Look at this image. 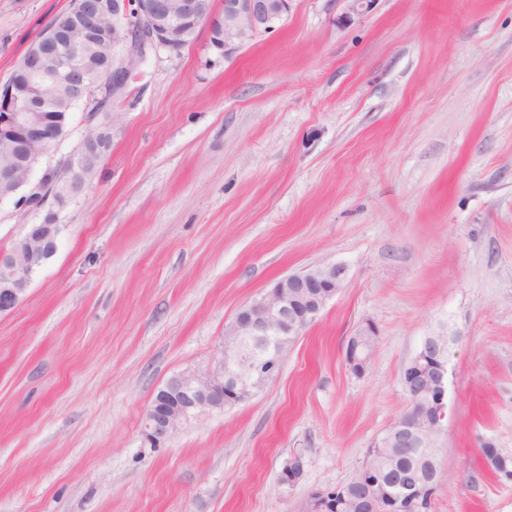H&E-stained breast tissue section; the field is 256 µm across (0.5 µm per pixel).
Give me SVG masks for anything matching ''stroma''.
<instances>
[{
	"instance_id": "stroma-1",
	"label": "stroma",
	"mask_w": 512,
	"mask_h": 512,
	"mask_svg": "<svg viewBox=\"0 0 512 512\" xmlns=\"http://www.w3.org/2000/svg\"><path fill=\"white\" fill-rule=\"evenodd\" d=\"M70 0H0V84ZM292 0L228 56L207 33L133 71L57 251L0 315V512H300L405 412L453 335L433 512H512V0ZM347 282L251 400L162 447L141 421L282 277ZM378 331L368 369L346 345ZM303 454L297 484L279 481ZM373 336H377L374 326L366 323L348 340L345 360L349 370L355 376L361 377L366 373L372 354Z\"/></svg>"
}]
</instances>
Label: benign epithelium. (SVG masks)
I'll return each mask as SVG.
<instances>
[{"instance_id": "benign-epithelium-1", "label": "benign epithelium", "mask_w": 512, "mask_h": 512, "mask_svg": "<svg viewBox=\"0 0 512 512\" xmlns=\"http://www.w3.org/2000/svg\"><path fill=\"white\" fill-rule=\"evenodd\" d=\"M292 0H72L68 16L55 20L28 48L12 78L0 85V141L9 154L0 162V200L14 199L25 214L45 213L43 222L29 225L8 252L0 253V314L17 307L32 274L55 253L60 225L56 211L79 196L101 165L104 136L111 126L99 120L100 110L122 99L135 66L159 50L179 51L185 38L206 29L210 46L228 54L263 33L274 31L288 18ZM340 16L352 25L375 0H341ZM112 10V32H100L99 16ZM75 32L87 42L103 35V49L112 53V67L103 75L89 68L84 52L72 40ZM93 103L87 130L72 156L61 166L46 167L39 177L33 170L49 148L64 135L48 112L51 102ZM347 268L336 263L316 266L280 279L269 293L242 306L225 327L222 344L209 367L172 377L154 395L142 421V436L152 447L167 442L200 411H222L246 402L280 374L284 352L315 323L328 302L345 286ZM374 326L360 327L348 340L345 360L352 374L366 373L372 354ZM452 337L429 336L405 367L403 390L408 399L405 415L387 430L388 448L409 452L426 449L436 465V442L443 430L448 402V347ZM512 454L486 449L485 463L508 472ZM361 512H393L386 499L406 504L417 512L422 486L437 481L407 482L395 494L363 471ZM334 491L311 492L303 512H332Z\"/></svg>"}]
</instances>
